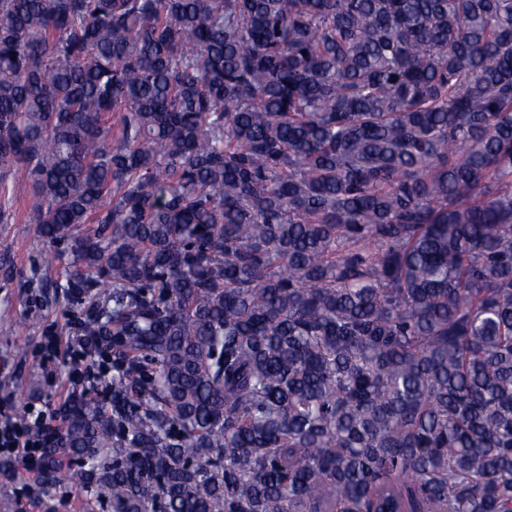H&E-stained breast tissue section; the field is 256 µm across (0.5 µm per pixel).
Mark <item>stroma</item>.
Returning a JSON list of instances; mask_svg holds the SVG:
<instances>
[{"mask_svg":"<svg viewBox=\"0 0 512 512\" xmlns=\"http://www.w3.org/2000/svg\"><path fill=\"white\" fill-rule=\"evenodd\" d=\"M50 250L38 225L21 220L0 224V255L9 259L8 271L0 270V401L15 412L53 411L72 393L65 354H58L53 378H45L39 367L38 348L46 329H55L61 342L69 340L70 313L57 287L67 266L45 263ZM33 278L41 280V287H29ZM27 477L21 468L0 475V512H80L75 481L49 487L28 483Z\"/></svg>","mask_w":512,"mask_h":512,"instance_id":"stroma-1","label":"stroma"}]
</instances>
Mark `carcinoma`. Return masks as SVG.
<instances>
[{"label":"carcinoma","instance_id":"cac0c4a2","mask_svg":"<svg viewBox=\"0 0 512 512\" xmlns=\"http://www.w3.org/2000/svg\"><path fill=\"white\" fill-rule=\"evenodd\" d=\"M16 174L82 512H512V0H0Z\"/></svg>","mask_w":512,"mask_h":512}]
</instances>
